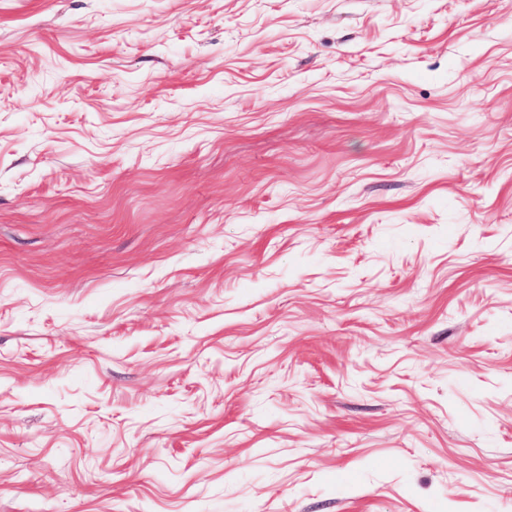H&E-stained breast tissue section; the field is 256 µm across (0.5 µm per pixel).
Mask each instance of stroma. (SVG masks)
<instances>
[{
	"instance_id": "35a3bbf8",
	"label": "stroma",
	"mask_w": 512,
	"mask_h": 512,
	"mask_svg": "<svg viewBox=\"0 0 512 512\" xmlns=\"http://www.w3.org/2000/svg\"><path fill=\"white\" fill-rule=\"evenodd\" d=\"M0 512H512V0H0Z\"/></svg>"
}]
</instances>
